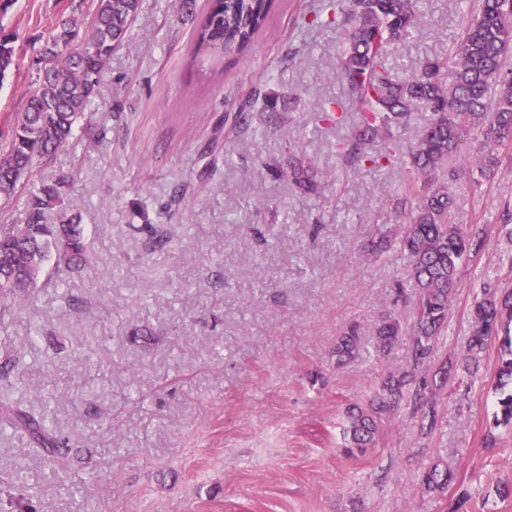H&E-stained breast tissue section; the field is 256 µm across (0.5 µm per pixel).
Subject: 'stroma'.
I'll return each instance as SVG.
<instances>
[{"instance_id": "35a3bbf8", "label": "stroma", "mask_w": 512, "mask_h": 512, "mask_svg": "<svg viewBox=\"0 0 512 512\" xmlns=\"http://www.w3.org/2000/svg\"><path fill=\"white\" fill-rule=\"evenodd\" d=\"M480 3L421 0L419 26L388 49L389 69L409 77L445 54ZM319 5L276 0L250 53L219 76L211 61L187 64L208 0H139L88 112L105 137L78 134L35 168L45 182L76 172L70 203L93 260L60 287L0 299V337L26 371L24 407L61 394L68 476L4 430L0 503L23 495L8 481L17 473L43 487L33 512H453L464 494L468 512H512V497L497 492L512 485V428L493 424L497 341L474 376L432 388L433 430L403 401L372 448L344 451L347 407L367 404L388 373L426 370L407 355V256L365 249L401 232L407 217L392 197L414 172L401 162L355 169L337 154L352 127L318 115L347 96L343 30L324 14L312 30L298 27ZM91 11L92 0H15L0 17L17 36L0 127L24 110L49 30L67 17L87 30ZM257 84L287 106L272 130H234L230 118ZM487 151L478 131L448 162L454 223L487 225L489 237L460 267L433 370L466 353L484 285L512 290V160L482 173ZM297 159L314 190L290 179ZM153 224L169 239L155 253ZM387 316L402 335L383 356L373 330ZM352 325L363 348L340 367L332 349ZM436 464L456 474L442 497L421 485Z\"/></svg>"}]
</instances>
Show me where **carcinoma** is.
I'll return each mask as SVG.
<instances>
[{
    "label": "carcinoma",
    "mask_w": 512,
    "mask_h": 512,
    "mask_svg": "<svg viewBox=\"0 0 512 512\" xmlns=\"http://www.w3.org/2000/svg\"><path fill=\"white\" fill-rule=\"evenodd\" d=\"M90 33L79 38L71 18H62L38 50L44 64L27 91L26 106L6 133L0 150V204L8 206L21 189L25 222L0 224V295H18L30 288H56L75 269L92 260L82 216L69 200L75 174L52 182L35 179V167L49 162L55 153L75 139L86 112L93 103L114 50L129 32L139 0H94ZM275 0H221L220 10H208L196 29L189 64L205 56L217 65L224 59L245 55L265 26ZM336 22L345 29L346 45L341 58L343 79L349 90L346 101L322 107V118L343 123L348 107L357 112L352 134L339 143V153L357 165L379 166L394 158V151L368 148L376 140L392 137V129L406 122L417 104L432 112L431 122L421 131L407 164L427 176L407 184L396 196V205L408 210L409 223L399 237L411 265L409 276L414 296V329L409 356L416 368L427 364L433 343L448 321V308L459 288V263L466 254L485 246L484 224L466 229L453 223L454 198L448 183L436 181L448 159L460 154L465 138L484 129L497 147L512 145V72L502 69V60L512 54V0H482L477 14L467 17L448 54L424 59L416 74L398 78L386 66L389 46L404 39L417 26V0H333ZM15 36L0 27V78L11 68ZM259 112H279V99L256 88L247 99ZM473 338L460 361L442 367L448 372L472 375L480 364L487 342L500 341L499 378L512 380V293L497 286L484 287L483 297L472 311ZM400 335L398 322L384 319L375 328L376 345L386 355ZM361 337L354 328L337 340L336 364L355 358ZM0 427L27 437L29 445L47 460L58 463L64 442L55 432L54 410L45 405L38 413L21 407L18 396L25 391L24 371L0 342ZM408 374H388L381 389L365 406L346 412L347 453L372 445L385 415L405 397ZM414 409L432 429L439 406L427 395L426 384L410 395ZM495 426H512V392L498 398ZM453 473L434 466L422 475V485L439 495L448 491Z\"/></svg>",
    "instance_id": "obj_1"
}]
</instances>
